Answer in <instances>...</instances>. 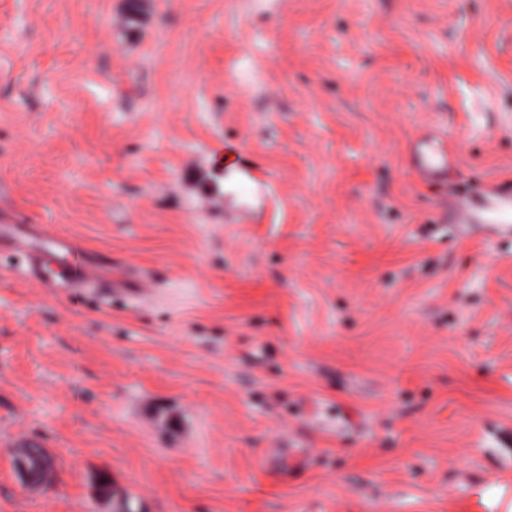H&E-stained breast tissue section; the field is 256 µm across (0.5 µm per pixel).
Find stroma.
I'll use <instances>...</instances> for the list:
<instances>
[{
	"label": "stroma",
	"instance_id": "1",
	"mask_svg": "<svg viewBox=\"0 0 512 512\" xmlns=\"http://www.w3.org/2000/svg\"><path fill=\"white\" fill-rule=\"evenodd\" d=\"M508 183L512 0H0V215L152 288L0 248V512H512ZM410 162L421 183H441L448 173V165L453 162V156L448 152V139L415 138L410 145ZM490 207L496 211L497 221L492 224H498L501 232L512 233V190L505 191L497 186L489 194ZM41 451L42 448L31 445L30 448H22L14 452L15 459H17L16 468L23 484L27 487H37L44 484L54 470V460L49 456L42 455L40 463L34 468L25 459L20 458L24 457L35 463Z\"/></svg>",
	"mask_w": 512,
	"mask_h": 512
}]
</instances>
